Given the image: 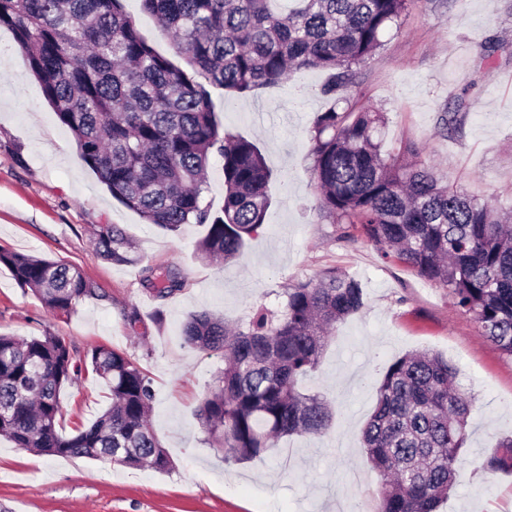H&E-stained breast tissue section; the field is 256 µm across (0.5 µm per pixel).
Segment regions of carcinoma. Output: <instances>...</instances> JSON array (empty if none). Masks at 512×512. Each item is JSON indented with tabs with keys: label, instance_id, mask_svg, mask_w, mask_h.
<instances>
[{
	"label": "carcinoma",
	"instance_id": "cac0c4a2",
	"mask_svg": "<svg viewBox=\"0 0 512 512\" xmlns=\"http://www.w3.org/2000/svg\"><path fill=\"white\" fill-rule=\"evenodd\" d=\"M140 2L186 66L140 35L121 0H0V26L12 31L44 98L113 198L163 231L204 224L199 256L235 258L264 224L272 171L256 143L220 130L212 93L274 86L290 68L325 71L321 93L334 105L317 116L310 137L319 211L333 224L361 225L383 257L448 290L480 335L512 356L509 217L441 183L414 146L411 164L384 155L382 113L339 107L338 91L353 83L410 0ZM467 108L458 98L439 125L458 130ZM214 156L223 161L219 209L203 197ZM94 244L108 261L132 262V243L117 224L98 225ZM1 266L56 314L100 296L78 269L53 259L0 247ZM146 272V287L160 298L182 288L172 272ZM284 296L280 314L261 308L244 326L207 311L182 326L186 345L224 360L196 415L226 463L259 458L282 438L322 435L333 421L329 403L299 381L319 367L336 324L364 307V290L329 270ZM74 352L62 336L0 334V438L43 455L169 470L150 418L153 379L112 347L90 349L81 366ZM84 372L104 382L110 404L67 436L58 430L61 391ZM458 374L440 354L411 351L380 380L362 432L381 485L378 512H438L448 499L473 408ZM484 466L512 474V435Z\"/></svg>",
	"mask_w": 512,
	"mask_h": 512
}]
</instances>
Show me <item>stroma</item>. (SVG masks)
Returning <instances> with one entry per match:
<instances>
[{
  "mask_svg": "<svg viewBox=\"0 0 512 512\" xmlns=\"http://www.w3.org/2000/svg\"><path fill=\"white\" fill-rule=\"evenodd\" d=\"M381 41L342 95L384 113V151L415 144L443 181L512 209V55L482 61L491 43L512 44V0H414ZM326 79L297 71L276 87L214 93L221 130L255 142L273 176L259 233L235 259L212 262L197 254L205 225L166 232L112 198L45 100L11 30L0 27V246L73 265L101 293L57 315L0 267V332H50L81 354L105 345L134 357L154 381L153 428L173 462L166 473L131 469L38 455L1 438L0 512H376L379 480L362 428L388 365L415 349L451 359L474 399L456 484L440 512H512V476L484 467L512 433V359L479 334L447 290L383 258L360 225L343 233L318 214L309 139L330 104L320 92ZM461 96L469 112L461 130L446 135L438 119ZM100 224L124 229L132 262L99 256ZM149 266L175 272L181 291L155 298L142 285ZM328 270L355 277L365 293L362 311L337 324L319 369L302 383L331 404L332 426L321 436L281 439L253 461L224 462L195 416L222 363L184 344L185 319L205 310L245 321L258 306L280 309L285 288ZM134 309L142 321L132 328L126 315ZM158 309L159 327L151 321ZM61 400L59 430L68 435L105 409L107 388L90 376Z\"/></svg>",
  "mask_w": 512,
  "mask_h": 512,
  "instance_id": "35a3bbf8",
  "label": "stroma"
}]
</instances>
